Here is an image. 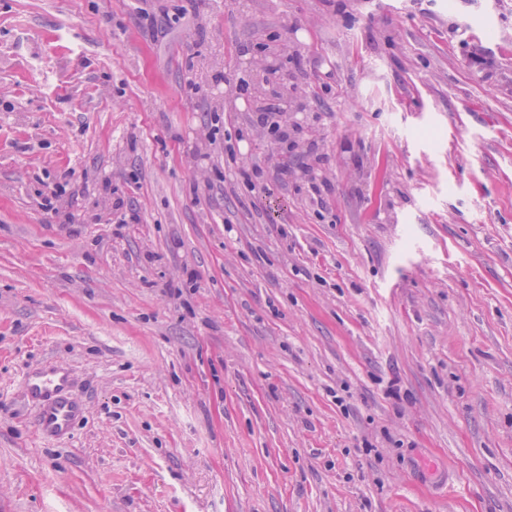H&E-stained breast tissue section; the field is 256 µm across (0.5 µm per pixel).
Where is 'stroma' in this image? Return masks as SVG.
<instances>
[{
  "instance_id": "1",
  "label": "stroma",
  "mask_w": 512,
  "mask_h": 512,
  "mask_svg": "<svg viewBox=\"0 0 512 512\" xmlns=\"http://www.w3.org/2000/svg\"><path fill=\"white\" fill-rule=\"evenodd\" d=\"M0 512H512V0H0ZM25 385L30 395L42 402L39 429L51 436L65 435L76 411V401L68 393V374L60 368L31 370L25 375Z\"/></svg>"
}]
</instances>
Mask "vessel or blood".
<instances>
[{
	"label": "vessel or blood",
	"mask_w": 512,
	"mask_h": 512,
	"mask_svg": "<svg viewBox=\"0 0 512 512\" xmlns=\"http://www.w3.org/2000/svg\"><path fill=\"white\" fill-rule=\"evenodd\" d=\"M25 385L30 395L41 403L40 430L51 436L65 435L76 411V402L68 392L67 373L59 368L31 370L25 375Z\"/></svg>",
	"instance_id": "obj_1"
}]
</instances>
